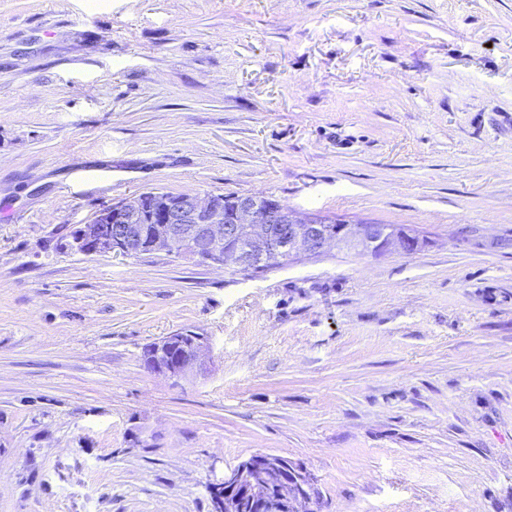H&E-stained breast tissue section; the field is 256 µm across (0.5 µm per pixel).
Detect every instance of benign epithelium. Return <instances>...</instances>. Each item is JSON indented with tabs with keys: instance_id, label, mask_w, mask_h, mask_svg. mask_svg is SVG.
<instances>
[{
	"instance_id": "obj_1",
	"label": "benign epithelium",
	"mask_w": 512,
	"mask_h": 512,
	"mask_svg": "<svg viewBox=\"0 0 512 512\" xmlns=\"http://www.w3.org/2000/svg\"><path fill=\"white\" fill-rule=\"evenodd\" d=\"M69 246L79 253L126 257L140 251L167 252L212 266L250 269L272 261L315 256L333 249L359 253L421 249L420 237L385 224H330L303 217L273 196L239 195L224 213L223 199L156 190L100 210L92 222L72 229ZM207 339L184 330L157 342L148 371L178 383L200 370ZM221 493L214 512H317L318 487L297 461L257 453L211 486Z\"/></svg>"
}]
</instances>
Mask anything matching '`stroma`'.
Wrapping results in <instances>:
<instances>
[{
	"instance_id": "stroma-1",
	"label": "stroma",
	"mask_w": 512,
	"mask_h": 512,
	"mask_svg": "<svg viewBox=\"0 0 512 512\" xmlns=\"http://www.w3.org/2000/svg\"><path fill=\"white\" fill-rule=\"evenodd\" d=\"M147 190L425 244L67 248ZM258 452L322 512H512V0H0V512H212ZM207 347V339L191 330L166 336L156 342L146 368L178 383L200 370V356Z\"/></svg>"
}]
</instances>
